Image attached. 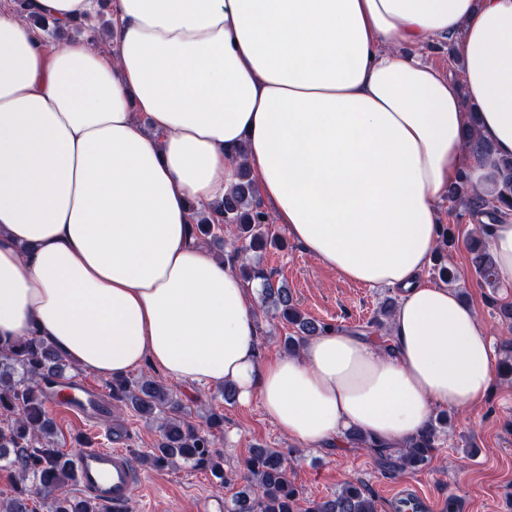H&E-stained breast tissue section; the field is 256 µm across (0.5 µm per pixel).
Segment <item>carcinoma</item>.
I'll list each match as a JSON object with an SVG mask.
<instances>
[{"instance_id": "cac0c4a2", "label": "carcinoma", "mask_w": 512, "mask_h": 512, "mask_svg": "<svg viewBox=\"0 0 512 512\" xmlns=\"http://www.w3.org/2000/svg\"><path fill=\"white\" fill-rule=\"evenodd\" d=\"M468 112L465 145L480 156L492 150L477 132V113ZM237 182L224 199L208 208V215L196 222L204 238L222 241L227 234L229 250L220 259L238 268L248 283L260 281V306L277 314L292 326L295 334L284 339L287 353L297 352L313 336L334 326L305 316L294 304L288 286L273 282L260 262L245 263V251H258L267 244H279L271 234L272 219L263 207L258 185L250 170L241 163ZM447 199L463 208L474 220H490L512 213V158L501 162L498 178L491 191L474 190L468 176L462 174L448 188ZM467 250L475 274L490 288L499 284L495 261L481 232L474 230L467 239ZM69 363L52 343L40 336H27L8 345H0V462L13 471V494L0 499V512H36L34 498L47 502V512H99V505L88 496L58 495L56 491L74 476V462L55 443L56 424L48 416L46 402L54 385L68 379ZM109 407L106 411L128 408L140 416L158 422L159 439L152 451L139 457L141 463L165 467L179 461L193 469L209 468L220 485L230 483L215 451L217 434L224 427V417L211 414L196 425L183 416L182 403L173 390L154 377L143 374L136 380L113 379L105 384ZM350 441L373 449L380 465L388 470L419 468L432 460L436 427H430L404 447L390 453L356 431ZM246 491L237 496L227 512H376L375 502L367 489L348 482L333 497L310 500L303 496L288 476L284 454L268 448L255 449L247 460Z\"/></svg>"}]
</instances>
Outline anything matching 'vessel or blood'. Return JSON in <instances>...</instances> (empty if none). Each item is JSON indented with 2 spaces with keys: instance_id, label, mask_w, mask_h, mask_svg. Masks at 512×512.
I'll list each match as a JSON object with an SVG mask.
<instances>
[{
  "instance_id": "obj_1",
  "label": "vessel or blood",
  "mask_w": 512,
  "mask_h": 512,
  "mask_svg": "<svg viewBox=\"0 0 512 512\" xmlns=\"http://www.w3.org/2000/svg\"><path fill=\"white\" fill-rule=\"evenodd\" d=\"M56 390V396L51 399L53 405L71 416H90L88 402L96 397L93 388L77 389L63 382ZM75 472L80 489L100 504L112 507L114 512H124L133 485L142 478L129 456L118 449L81 451L75 462ZM392 508L394 512H446L448 502L429 498L416 490H402L395 495Z\"/></svg>"
}]
</instances>
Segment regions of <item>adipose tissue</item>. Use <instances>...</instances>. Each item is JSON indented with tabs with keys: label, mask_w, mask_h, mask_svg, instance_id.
I'll list each match as a JSON object with an SVG mask.
<instances>
[{
	"label": "adipose tissue",
	"mask_w": 512,
	"mask_h": 512,
	"mask_svg": "<svg viewBox=\"0 0 512 512\" xmlns=\"http://www.w3.org/2000/svg\"><path fill=\"white\" fill-rule=\"evenodd\" d=\"M64 29L96 0H27ZM109 50L51 47L0 0V344L29 335L112 380L144 365L311 446L400 448L480 407L496 350L425 280L460 173L512 157V0H111ZM456 42L462 81L418 49ZM469 98L492 145L465 146ZM272 219L342 279L396 289L384 339L349 331L259 357L258 297L193 233L238 162ZM512 288V222L484 225Z\"/></svg>",
	"instance_id": "ef3b65f1"
}]
</instances>
